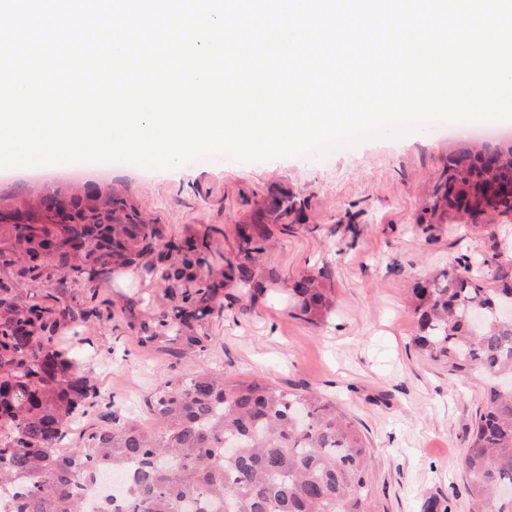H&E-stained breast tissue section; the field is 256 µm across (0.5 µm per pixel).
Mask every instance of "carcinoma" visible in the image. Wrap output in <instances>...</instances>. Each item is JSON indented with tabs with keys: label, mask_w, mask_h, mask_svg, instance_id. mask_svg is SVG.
Masks as SVG:
<instances>
[{
	"label": "carcinoma",
	"mask_w": 512,
	"mask_h": 512,
	"mask_svg": "<svg viewBox=\"0 0 512 512\" xmlns=\"http://www.w3.org/2000/svg\"><path fill=\"white\" fill-rule=\"evenodd\" d=\"M449 177L460 190L437 197L442 211L467 220L512 219V152L495 162L463 148L450 156ZM63 196L67 224L0 223V496L14 512H86L85 484L105 470L124 483L99 512H367L372 456L348 416L319 394L287 391L261 378L233 381L203 369L167 380L156 391L155 426L107 411L103 424L68 448L67 419L101 406L100 392L69 351L61 327L112 321V300L71 285L132 268L164 284L167 306L136 315L138 344L161 346L181 359L206 352V329L224 314V288L235 284L257 300L255 267L278 224L300 215L285 194L263 211L261 224L236 227L232 258L213 250L216 226L172 236L111 190ZM225 259L213 268L215 258ZM496 283L491 288L487 282ZM301 317L325 304L318 279L294 288ZM415 346L455 375L482 376L462 460L470 512H512L500 491L512 486V275L488 259L440 271L412 290Z\"/></svg>",
	"instance_id": "carcinoma-1"
}]
</instances>
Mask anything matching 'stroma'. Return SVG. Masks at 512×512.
<instances>
[{
	"instance_id": "1",
	"label": "stroma",
	"mask_w": 512,
	"mask_h": 512,
	"mask_svg": "<svg viewBox=\"0 0 512 512\" xmlns=\"http://www.w3.org/2000/svg\"><path fill=\"white\" fill-rule=\"evenodd\" d=\"M449 123H433L401 137L341 146L329 154L263 162L220 155L186 163L179 171L125 163L90 170L75 164L0 169V197L21 198L45 183H79L121 193L157 217L169 234L212 224L225 256L235 227L251 223L263 201L283 192L302 204L299 224L275 234L263 267L276 281L263 296H241L207 328L204 354L181 360L138 346L121 310L158 303L162 287L133 269L96 281L117 312L111 323L74 330L91 337L84 364L115 414L154 424L148 402L168 379L201 368L235 381L260 377L292 390L333 398L350 415L372 454L369 512H424L438 498L448 512H469L462 458L482 403L478 377L459 379L424 358L412 342L417 318L408 290L458 259L512 254V219L491 228L448 223L422 231L436 185L450 155L466 147ZM323 273L330 307L321 319L296 316L295 282Z\"/></svg>"
}]
</instances>
